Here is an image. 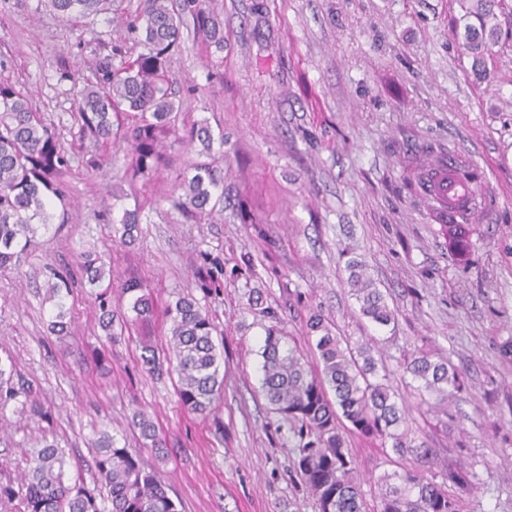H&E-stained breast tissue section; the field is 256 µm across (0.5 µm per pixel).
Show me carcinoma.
Segmentation results:
<instances>
[{"instance_id":"obj_1","label":"carcinoma","mask_w":512,"mask_h":512,"mask_svg":"<svg viewBox=\"0 0 512 512\" xmlns=\"http://www.w3.org/2000/svg\"><path fill=\"white\" fill-rule=\"evenodd\" d=\"M111 0H40L45 9L66 20H80L108 10ZM505 0H476L474 12L451 20L458 31L460 20L474 15L479 25L464 26V46L473 55L475 66L484 70V55L499 41L501 29L488 24L493 9ZM192 19L194 38L208 48L224 50V19L207 6V0H139L136 13L123 21L127 37L140 48L131 58L122 47L112 46L94 70V78L84 81L76 102V120L81 147L89 158L87 166L100 167L98 151L122 135L131 147L126 170L129 182L155 169L164 160L167 145L199 143L201 153L211 155L214 143L224 145V130L213 131L208 120L193 122L184 131L176 125L178 107L173 99L169 69L179 49L182 29ZM425 160L417 168L410 191L425 204L439 205L436 217L440 233L460 256L468 253L470 226L476 223L484 205L482 191L468 196L450 192L454 182L482 184V173L467 158L443 148H421ZM72 158L63 146L53 123L34 110L28 93L16 83L0 78V269L20 265V259L39 230L49 228L54 200L66 194L62 180ZM194 174L184 175L173 207L186 219L200 223L212 214L224 194L218 193L224 176L216 160L197 163ZM139 215L123 212L120 243L136 240ZM78 274L50 271L47 300L56 313L50 322L52 333L68 332L65 291L80 282L102 287L112 276L97 249L79 253ZM360 261L349 264L347 284L359 303L360 312L374 323L388 326L395 313L384 294L374 287ZM221 264L203 256L194 272L196 286L203 291L219 287ZM132 295L134 317L112 308L106 293L98 299V324L107 336L115 327L145 322L153 315L154 304L147 285L130 282L124 287ZM171 322L169 349L175 360L178 393L182 405L192 413L209 415L218 408L224 387V361L213 340L214 324L195 297L180 295L167 305ZM311 353L315 363L288 344L277 325L265 330L261 352V392L270 410L278 416L277 431L294 448L296 472L314 498L317 512H366L361 479L348 448L343 421L360 434L378 436L391 443L398 455L425 447L417 442L406 423L405 400L389 383L383 361L375 358L376 340L351 342L339 335L334 325L315 313L307 321ZM140 366L148 373L162 371L154 347H141ZM403 372L417 382V389L434 397V405L448 406L460 387V374L448 360L418 349L403 359ZM144 446L159 453L162 439L144 412L132 417ZM95 467L109 487L111 512H179L168 488L142 452L119 447L108 432L100 434ZM25 467L20 486L0 483V503L21 499L25 512H103L95 494L80 477L70 474L65 449L43 437L36 446L22 451ZM380 505L377 512H462L459 500L446 483L425 479L412 466L379 479Z\"/></svg>"}]
</instances>
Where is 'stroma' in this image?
I'll use <instances>...</instances> for the list:
<instances>
[{
    "label": "stroma",
    "instance_id": "35a3bbf8",
    "mask_svg": "<svg viewBox=\"0 0 512 512\" xmlns=\"http://www.w3.org/2000/svg\"><path fill=\"white\" fill-rule=\"evenodd\" d=\"M37 4L0 0V59L8 62L0 76L28 91L72 162L64 215L38 233L19 269L0 271V364L12 366L19 391L0 404V478H18L22 449L49 433L106 500L92 443L105 430L118 445L141 447L131 421L142 410L166 440L155 467L181 512H315L259 377L271 320L303 350L306 321L319 313L350 340L377 339L390 368L423 346L462 374L444 413L393 378L431 459L350 434L369 512L379 505L378 478L416 462L431 479L445 465L463 466L453 488L463 512H512V41L494 47L481 77L448 27L463 13L459 0H213L224 17L222 54L207 53L187 27L170 66L181 120L208 119L226 139L224 209L197 224L169 200L197 152L174 147L166 166L133 186L124 145L103 148L99 170L85 165L75 103L124 30L102 16L74 24ZM426 142L477 165L493 197L467 257L403 187ZM134 208L137 239L119 245L114 225ZM89 247L111 257L113 307L130 306L125 281L148 285L150 322L107 338L94 295L77 287L65 297L68 335L50 334L45 268L75 267ZM205 253L224 266L217 292L199 299L224 359V392L206 421L182 406L176 374L138 365L146 341L167 357L165 307L195 293ZM354 259L383 291L394 326L360 313L347 285ZM254 288L272 318L252 312Z\"/></svg>",
    "mask_w": 512,
    "mask_h": 512
}]
</instances>
